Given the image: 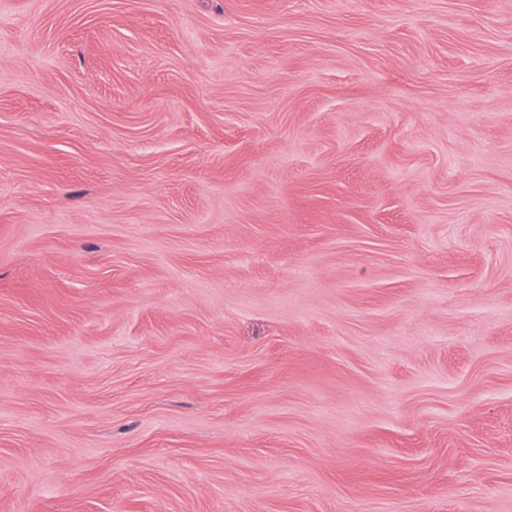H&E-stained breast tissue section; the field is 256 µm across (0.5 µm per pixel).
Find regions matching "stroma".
Returning <instances> with one entry per match:
<instances>
[{
    "mask_svg": "<svg viewBox=\"0 0 512 512\" xmlns=\"http://www.w3.org/2000/svg\"><path fill=\"white\" fill-rule=\"evenodd\" d=\"M0 512H512V0H0Z\"/></svg>",
    "mask_w": 512,
    "mask_h": 512,
    "instance_id": "stroma-1",
    "label": "stroma"
}]
</instances>
